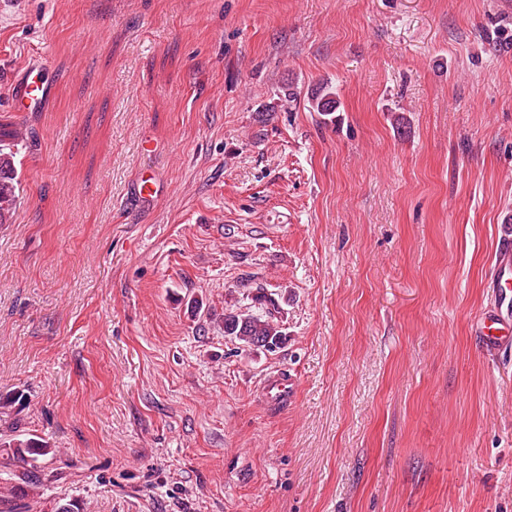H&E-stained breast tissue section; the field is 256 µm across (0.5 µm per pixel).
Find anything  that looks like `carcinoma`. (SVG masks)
<instances>
[{"label":"carcinoma","instance_id":"obj_1","mask_svg":"<svg viewBox=\"0 0 512 512\" xmlns=\"http://www.w3.org/2000/svg\"><path fill=\"white\" fill-rule=\"evenodd\" d=\"M307 109L315 112L323 124L336 121L335 112L341 102L335 87L328 82L306 93ZM20 134L15 125L0 121V224H9L20 196L21 184L17 172ZM242 287L253 289L251 299L259 312L251 310H224L220 331L230 340L245 347L253 345L268 352L280 348L286 334L278 319L279 302L273 294L257 284L244 283ZM23 391L0 394V415L7 418L15 412V406L25 401ZM0 475H6L0 484V512H19L16 501H27L25 512H36L43 499L49 475L43 473L40 461L56 455L41 437L11 426L9 433H0Z\"/></svg>","mask_w":512,"mask_h":512}]
</instances>
